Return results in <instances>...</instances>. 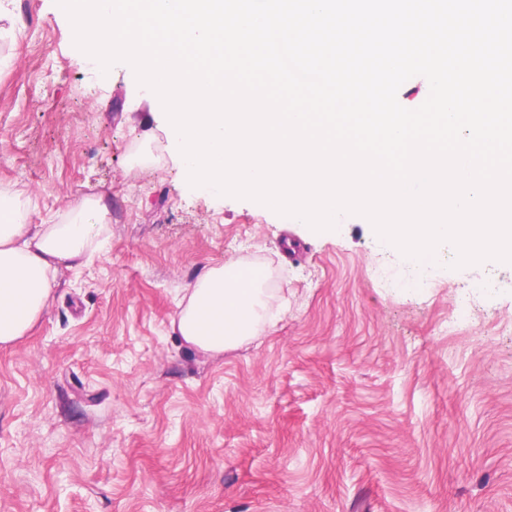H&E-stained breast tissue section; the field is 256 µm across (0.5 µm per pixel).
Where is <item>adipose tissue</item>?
I'll list each match as a JSON object with an SVG mask.
<instances>
[{
  "label": "adipose tissue",
  "mask_w": 512,
  "mask_h": 512,
  "mask_svg": "<svg viewBox=\"0 0 512 512\" xmlns=\"http://www.w3.org/2000/svg\"><path fill=\"white\" fill-rule=\"evenodd\" d=\"M109 220L102 199L69 206L59 224L33 223L21 196L0 190V346L31 330L61 266L78 264ZM267 274L230 259L207 270L172 321L191 348L220 354L257 334L268 322Z\"/></svg>",
  "instance_id": "1"
}]
</instances>
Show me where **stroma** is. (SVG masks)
<instances>
[{"mask_svg": "<svg viewBox=\"0 0 512 512\" xmlns=\"http://www.w3.org/2000/svg\"><path fill=\"white\" fill-rule=\"evenodd\" d=\"M0 11V189L37 224L110 210L0 347V512H512V264L447 245L419 277L364 216L319 234L190 186L129 64L102 80L55 0ZM231 257L287 303L188 349L178 303Z\"/></svg>", "mask_w": 512, "mask_h": 512, "instance_id": "stroma-1", "label": "stroma"}]
</instances>
